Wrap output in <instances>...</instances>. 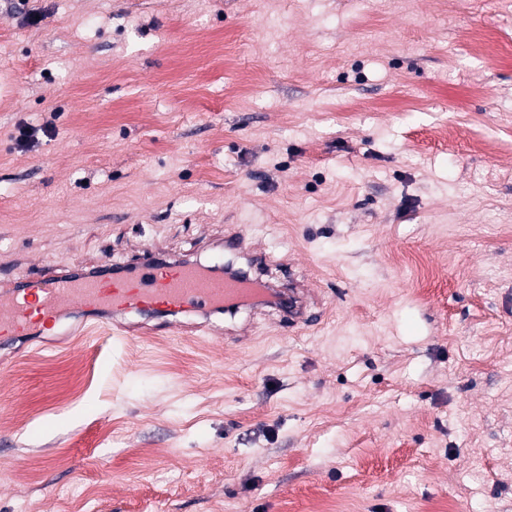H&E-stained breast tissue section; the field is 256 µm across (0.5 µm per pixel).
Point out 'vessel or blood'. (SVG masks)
<instances>
[{
	"label": "vessel or blood",
	"mask_w": 512,
	"mask_h": 512,
	"mask_svg": "<svg viewBox=\"0 0 512 512\" xmlns=\"http://www.w3.org/2000/svg\"><path fill=\"white\" fill-rule=\"evenodd\" d=\"M312 300L307 288L270 291L242 272L217 276L200 264L167 262L147 251L132 276L113 277L107 286L51 268L9 289L0 295V343L32 335L36 323L67 306L83 312H189L207 318L230 308L268 305L289 323L300 324L306 322Z\"/></svg>",
	"instance_id": "vessel-or-blood-1"
}]
</instances>
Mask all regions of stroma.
<instances>
[{"mask_svg":"<svg viewBox=\"0 0 512 512\" xmlns=\"http://www.w3.org/2000/svg\"><path fill=\"white\" fill-rule=\"evenodd\" d=\"M231 232L312 322L63 309L0 512H512V0H0V292Z\"/></svg>","mask_w":512,"mask_h":512,"instance_id":"obj_1","label":"stroma"}]
</instances>
